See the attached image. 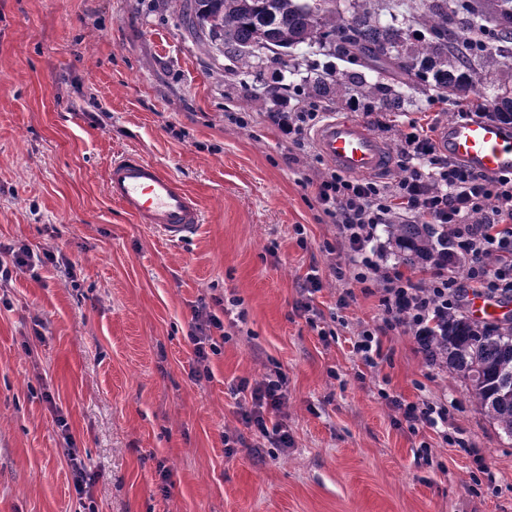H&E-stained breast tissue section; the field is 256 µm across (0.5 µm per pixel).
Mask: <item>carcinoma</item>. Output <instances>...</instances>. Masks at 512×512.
<instances>
[{"instance_id":"carcinoma-1","label":"carcinoma","mask_w":512,"mask_h":512,"mask_svg":"<svg viewBox=\"0 0 512 512\" xmlns=\"http://www.w3.org/2000/svg\"><path fill=\"white\" fill-rule=\"evenodd\" d=\"M322 2L313 12L312 0H180V22L201 53L217 50L236 63L232 74L253 88L248 104L277 106L291 89L303 101L358 100L401 112L415 93L457 102L483 97L490 82L492 112L512 121V0H410L402 12L394 0ZM299 48L342 66L312 65L296 84H267L270 64L295 75L284 57ZM399 55L407 66L393 71ZM500 58L503 68L492 70ZM385 232L407 266L458 261L446 225L395 222ZM434 355L512 438V324L450 312L428 338L426 356Z\"/></svg>"}]
</instances>
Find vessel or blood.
I'll use <instances>...</instances> for the list:
<instances>
[{
	"instance_id": "1",
	"label": "vessel or blood",
	"mask_w": 512,
	"mask_h": 512,
	"mask_svg": "<svg viewBox=\"0 0 512 512\" xmlns=\"http://www.w3.org/2000/svg\"><path fill=\"white\" fill-rule=\"evenodd\" d=\"M318 153L338 171L353 177H374L391 166V152L367 125L330 114L314 132ZM439 147L467 167L489 176L512 173V130L500 123L472 119L443 126ZM109 197L166 240L179 242L200 227L202 212L180 182L154 163L134 154L115 159L108 168ZM512 307L497 298L478 295L469 303L476 320L508 317Z\"/></svg>"
}]
</instances>
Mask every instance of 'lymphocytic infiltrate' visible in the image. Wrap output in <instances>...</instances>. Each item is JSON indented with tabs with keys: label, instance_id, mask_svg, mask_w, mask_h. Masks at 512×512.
<instances>
[{
	"label": "lymphocytic infiltrate",
	"instance_id": "1",
	"mask_svg": "<svg viewBox=\"0 0 512 512\" xmlns=\"http://www.w3.org/2000/svg\"><path fill=\"white\" fill-rule=\"evenodd\" d=\"M320 118L315 109L301 106L267 115L288 145L303 154L310 149L308 135ZM397 148L402 174L395 180L351 178L333 168L305 180L315 203L337 229V277H350L363 293L379 297L380 325L363 326L352 343L362 366L357 373L361 380L379 365L382 335L407 328L423 338L449 312L464 311L474 288L512 299V174L487 176L440 155L426 128L414 122L400 132ZM396 219L448 225L458 257L467 262L465 276L444 262L423 268L418 278L387 270L376 232ZM196 318L192 376L198 380L209 374L206 362L217 348L214 334L224 323L205 302ZM236 391L243 399L242 421L271 447L283 452L293 448L294 439L278 418L286 399L285 375L274 371L255 382L244 379ZM386 401L411 433L428 427L442 444L463 446V439L448 432L447 404L407 402L391 395Z\"/></svg>",
	"mask_w": 512,
	"mask_h": 512
}]
</instances>
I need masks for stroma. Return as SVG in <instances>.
<instances>
[{
    "instance_id": "stroma-1",
    "label": "stroma",
    "mask_w": 512,
    "mask_h": 512,
    "mask_svg": "<svg viewBox=\"0 0 512 512\" xmlns=\"http://www.w3.org/2000/svg\"><path fill=\"white\" fill-rule=\"evenodd\" d=\"M178 11L0 0V240L57 257L0 281V512H512V439L462 380L425 364L413 331L383 336L384 361L357 378L350 340L380 310L359 291L336 308L349 287L332 273L336 226L303 184L324 163L289 161L264 107L221 53L199 52ZM470 107L420 94L384 113L379 136L393 150L408 121L439 127ZM130 152L196 198L190 237L168 241L109 198L107 169ZM314 269V306L345 319L328 341L298 309ZM202 298L220 301L226 338L197 382ZM276 367L295 446L258 456L233 389ZM383 389L447 402L488 463L478 492L473 457L396 425ZM228 433L246 441L230 457Z\"/></svg>"
}]
</instances>
